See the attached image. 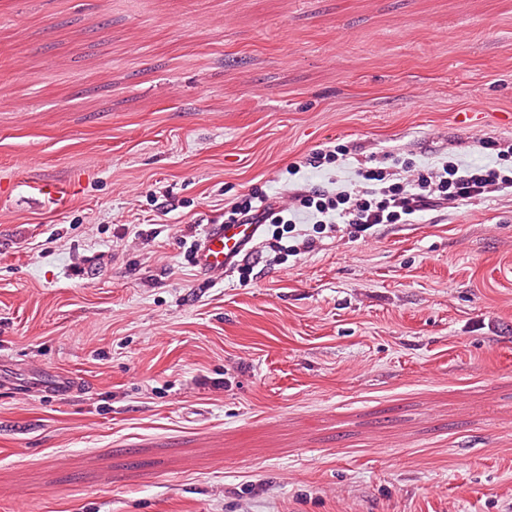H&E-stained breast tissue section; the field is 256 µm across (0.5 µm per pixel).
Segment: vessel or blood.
Returning a JSON list of instances; mask_svg holds the SVG:
<instances>
[{"label": "vessel or blood", "instance_id": "vessel-or-blood-1", "mask_svg": "<svg viewBox=\"0 0 512 512\" xmlns=\"http://www.w3.org/2000/svg\"><path fill=\"white\" fill-rule=\"evenodd\" d=\"M259 233L255 224H209L198 242L194 266L199 274L220 275L248 255Z\"/></svg>", "mask_w": 512, "mask_h": 512}]
</instances>
